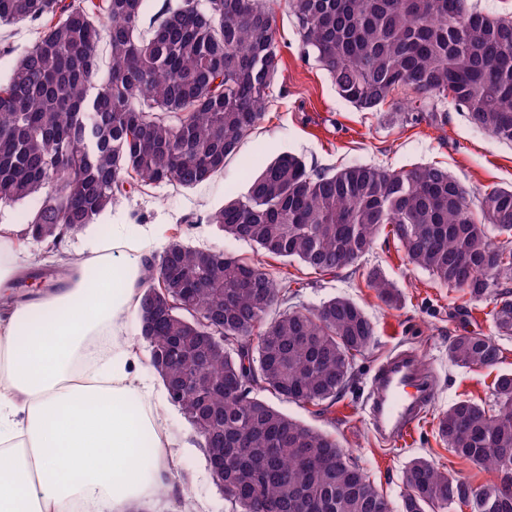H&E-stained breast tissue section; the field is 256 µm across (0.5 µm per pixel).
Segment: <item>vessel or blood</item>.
<instances>
[{
    "instance_id": "obj_1",
    "label": "vessel or blood",
    "mask_w": 512,
    "mask_h": 512,
    "mask_svg": "<svg viewBox=\"0 0 512 512\" xmlns=\"http://www.w3.org/2000/svg\"><path fill=\"white\" fill-rule=\"evenodd\" d=\"M417 359L399 354L379 366L371 400L373 427L388 437L404 440L433 396L430 379L417 370Z\"/></svg>"
}]
</instances>
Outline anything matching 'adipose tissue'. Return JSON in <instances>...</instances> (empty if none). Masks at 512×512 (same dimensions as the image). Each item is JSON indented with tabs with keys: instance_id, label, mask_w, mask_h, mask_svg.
<instances>
[{
	"instance_id": "adipose-tissue-1",
	"label": "adipose tissue",
	"mask_w": 512,
	"mask_h": 512,
	"mask_svg": "<svg viewBox=\"0 0 512 512\" xmlns=\"http://www.w3.org/2000/svg\"><path fill=\"white\" fill-rule=\"evenodd\" d=\"M146 228L71 252L40 296L0 304V512H155L175 495L179 442L165 431V387L143 374L124 332L139 313ZM34 261L0 225V288Z\"/></svg>"
}]
</instances>
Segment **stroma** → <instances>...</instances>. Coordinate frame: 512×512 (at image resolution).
<instances>
[{"instance_id":"obj_1","label":"stroma","mask_w":512,"mask_h":512,"mask_svg":"<svg viewBox=\"0 0 512 512\" xmlns=\"http://www.w3.org/2000/svg\"><path fill=\"white\" fill-rule=\"evenodd\" d=\"M275 28L282 65L268 112L227 159L223 171L192 189L150 185L132 192L105 211L97 223L70 235L74 248L84 247L91 235L111 234L116 224L123 225L129 236L153 227L163 242L178 227L194 247L256 260L259 254L253 244L224 235L207 223L206 217L224 201L244 195L253 173L283 152L301 157L316 170L354 164L393 170L436 165L446 168L471 193L512 186V145L500 143L471 125L453 105H446L441 120L426 116L414 123L401 122L392 104L373 111L358 109L338 96L327 72L303 52L297 22L286 8L277 9ZM33 39L30 25L0 27V82L8 79ZM269 265L274 274L289 273L299 278L301 303L315 306L335 295L347 297L365 310L375 328L374 344L358 360L354 383L335 405L320 409L284 402L281 410L334 433L393 505L401 503L405 465L419 456L433 460L456 478L481 484L484 471L454 456L439 439L436 421L439 413L461 398L493 406L496 376L512 371V336L499 337L501 359L496 367H461L448 359L452 336L492 333L491 301L460 304L453 291L408 265L403 251L390 238L378 240L362 266L379 268L397 285L401 303L394 309L386 307L362 276L352 270L320 276L293 261L273 259ZM406 350L421 359L438 391L407 443L395 446L373 433L364 402L378 363ZM174 479L185 483L192 501L203 503L206 512H229L223 492L212 479L203 448L184 449Z\"/></svg>"}]
</instances>
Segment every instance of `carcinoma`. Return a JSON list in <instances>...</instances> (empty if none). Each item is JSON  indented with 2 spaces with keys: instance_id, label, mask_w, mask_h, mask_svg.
Instances as JSON below:
<instances>
[{
  "instance_id": "cac0c4a2",
  "label": "carcinoma",
  "mask_w": 512,
  "mask_h": 512,
  "mask_svg": "<svg viewBox=\"0 0 512 512\" xmlns=\"http://www.w3.org/2000/svg\"><path fill=\"white\" fill-rule=\"evenodd\" d=\"M277 0H0V24L36 38L0 83V204L39 195L20 239L56 244L95 223L130 190L190 189L224 170L264 120L281 56ZM307 53L344 101L395 102L404 121L449 102L512 144V18L470 0H285ZM106 44L102 74L98 48ZM262 255L320 276L358 267L380 234L408 263L466 303L491 300L512 335V188L474 196L448 170L351 165L334 173L282 153L247 193L207 217ZM33 265L10 286L25 300ZM366 286L389 307L397 286L380 270ZM140 336L169 400L184 413L230 512H392L335 435L280 411L270 394L319 406L341 396L375 328L357 303L294 302V280L261 261L191 246L180 232L145 262ZM495 337L459 334L448 358L493 367ZM495 408L461 399L437 417L439 438L491 474L473 486L425 457L403 470L399 512H512V373L494 382Z\"/></svg>"
}]
</instances>
